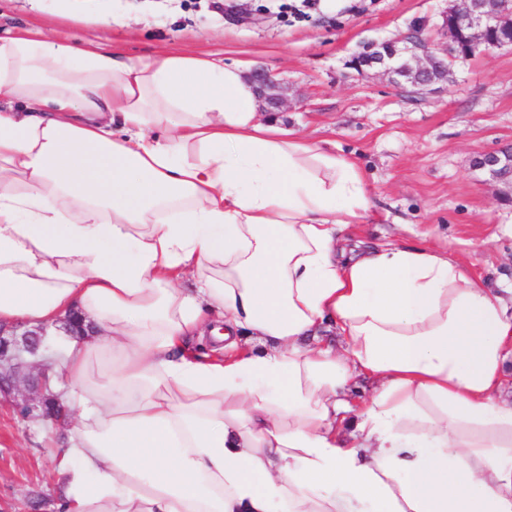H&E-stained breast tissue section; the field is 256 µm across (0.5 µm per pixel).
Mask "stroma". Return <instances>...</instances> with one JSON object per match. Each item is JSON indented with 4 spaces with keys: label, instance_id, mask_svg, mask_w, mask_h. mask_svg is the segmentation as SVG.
Instances as JSON below:
<instances>
[{
    "label": "stroma",
    "instance_id": "stroma-1",
    "mask_svg": "<svg viewBox=\"0 0 512 512\" xmlns=\"http://www.w3.org/2000/svg\"><path fill=\"white\" fill-rule=\"evenodd\" d=\"M448 0H343L304 10L301 0H0V37L31 27L82 45L118 47L128 58L208 54L262 67L291 88L274 121L291 134L355 158L373 198L358 233L368 241L426 240L492 288L512 287V196L475 170L476 155L512 145V49L458 64L450 81L412 94L379 74L349 67L371 42L414 30L446 39ZM19 395L0 398V512L45 499L56 512L58 443L75 428L22 415Z\"/></svg>",
    "mask_w": 512,
    "mask_h": 512
}]
</instances>
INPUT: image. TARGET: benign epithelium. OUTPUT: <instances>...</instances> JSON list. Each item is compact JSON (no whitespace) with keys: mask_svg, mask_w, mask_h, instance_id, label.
Returning <instances> with one entry per match:
<instances>
[{"mask_svg":"<svg viewBox=\"0 0 512 512\" xmlns=\"http://www.w3.org/2000/svg\"><path fill=\"white\" fill-rule=\"evenodd\" d=\"M447 31L444 42H430L419 31L400 41L372 42L354 55L350 68L364 75L379 69L395 84H406L424 94L435 84L448 81L457 63L472 52L512 48V0H448L443 16ZM252 84L259 107L266 113L280 112L288 106V85L263 68L252 70ZM473 167L493 181L512 186V150L479 154ZM45 328L23 330L0 325V394L24 390L21 411L28 415L32 404L42 402L44 417L53 421L65 418L69 410L48 409L58 396L48 392L47 372L55 352L45 343Z\"/></svg>","mask_w":512,"mask_h":512,"instance_id":"1","label":"benign epithelium"}]
</instances>
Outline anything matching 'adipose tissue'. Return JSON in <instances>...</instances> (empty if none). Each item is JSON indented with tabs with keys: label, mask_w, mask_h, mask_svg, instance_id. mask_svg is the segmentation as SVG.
Wrapping results in <instances>:
<instances>
[{
	"label": "adipose tissue",
	"mask_w": 512,
	"mask_h": 512,
	"mask_svg": "<svg viewBox=\"0 0 512 512\" xmlns=\"http://www.w3.org/2000/svg\"><path fill=\"white\" fill-rule=\"evenodd\" d=\"M372 209L242 65L0 38V322L99 333L50 374L58 512H512V316L426 243L345 248Z\"/></svg>",
	"instance_id": "1"
}]
</instances>
